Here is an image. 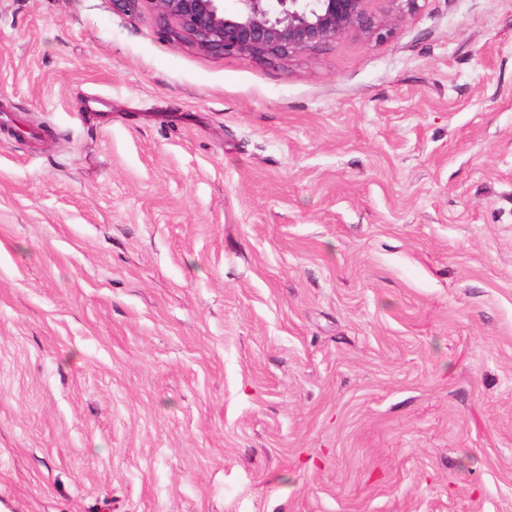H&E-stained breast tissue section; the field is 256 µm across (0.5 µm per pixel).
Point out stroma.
<instances>
[{"mask_svg":"<svg viewBox=\"0 0 512 512\" xmlns=\"http://www.w3.org/2000/svg\"><path fill=\"white\" fill-rule=\"evenodd\" d=\"M369 10L0 0V512H512V0ZM170 34L205 51L272 59L311 51L351 32L379 34L370 0H150Z\"/></svg>","mask_w":512,"mask_h":512,"instance_id":"1","label":"stroma"}]
</instances>
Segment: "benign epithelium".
<instances>
[{
  "mask_svg": "<svg viewBox=\"0 0 512 512\" xmlns=\"http://www.w3.org/2000/svg\"><path fill=\"white\" fill-rule=\"evenodd\" d=\"M170 34L205 51L272 59L314 50L351 31L372 35L387 26L370 0H151Z\"/></svg>",
  "mask_w": 512,
  "mask_h": 512,
  "instance_id": "7a95c632",
  "label": "benign epithelium"
}]
</instances>
